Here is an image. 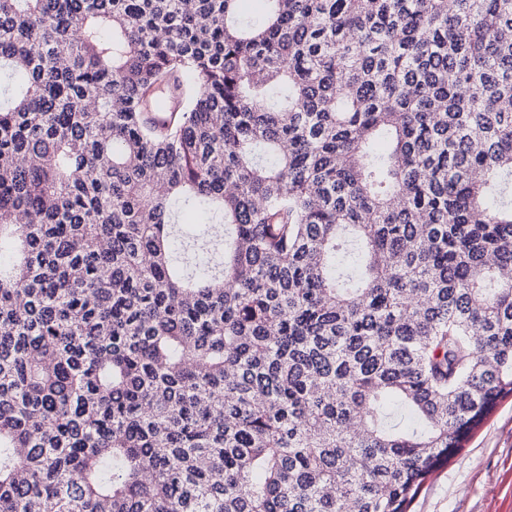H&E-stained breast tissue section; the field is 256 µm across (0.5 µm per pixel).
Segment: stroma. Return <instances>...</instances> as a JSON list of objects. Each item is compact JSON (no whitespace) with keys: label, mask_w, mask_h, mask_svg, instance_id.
Returning <instances> with one entry per match:
<instances>
[{"label":"stroma","mask_w":512,"mask_h":512,"mask_svg":"<svg viewBox=\"0 0 512 512\" xmlns=\"http://www.w3.org/2000/svg\"><path fill=\"white\" fill-rule=\"evenodd\" d=\"M409 512H512V396L427 478Z\"/></svg>","instance_id":"1"}]
</instances>
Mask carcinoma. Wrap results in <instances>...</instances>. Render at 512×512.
I'll return each instance as SVG.
<instances>
[{
  "label": "carcinoma",
  "mask_w": 512,
  "mask_h": 512,
  "mask_svg": "<svg viewBox=\"0 0 512 512\" xmlns=\"http://www.w3.org/2000/svg\"><path fill=\"white\" fill-rule=\"evenodd\" d=\"M192 2L0 0V512H408L512 395V0ZM179 224L181 226H178L180 231L177 232L174 248L176 251V256L178 258H181L184 255V252L186 253L188 247L186 246V239H185V231L191 230V228L197 229V230H204L208 226V223H205L203 217L201 216V213L195 210H190L186 208H182L179 213Z\"/></svg>",
  "instance_id": "cac0c4a2"
}]
</instances>
